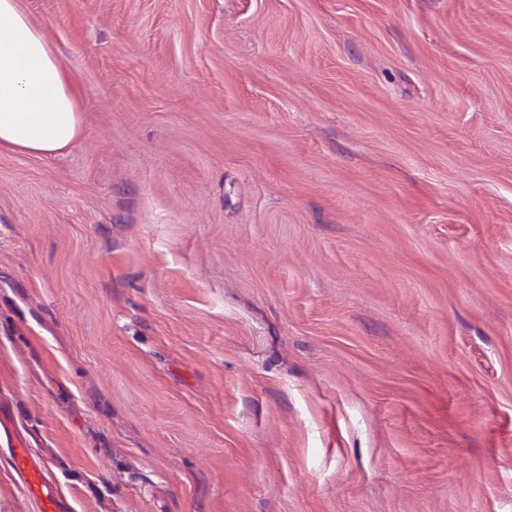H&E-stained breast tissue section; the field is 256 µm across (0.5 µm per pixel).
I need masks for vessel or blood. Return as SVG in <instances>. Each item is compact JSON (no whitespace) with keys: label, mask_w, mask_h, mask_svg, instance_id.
<instances>
[{"label":"vessel or blood","mask_w":512,"mask_h":512,"mask_svg":"<svg viewBox=\"0 0 512 512\" xmlns=\"http://www.w3.org/2000/svg\"><path fill=\"white\" fill-rule=\"evenodd\" d=\"M6 457L36 512H70L68 503L60 495L46 466L33 454L25 439L13 436L6 450Z\"/></svg>","instance_id":"obj_1"}]
</instances>
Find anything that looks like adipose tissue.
Listing matches in <instances>:
<instances>
[{"label":"adipose tissue","instance_id":"ef3b65f1","mask_svg":"<svg viewBox=\"0 0 512 512\" xmlns=\"http://www.w3.org/2000/svg\"><path fill=\"white\" fill-rule=\"evenodd\" d=\"M79 96L20 0H0V150L49 156L71 146Z\"/></svg>","mask_w":512,"mask_h":512}]
</instances>
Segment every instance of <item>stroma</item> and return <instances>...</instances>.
<instances>
[{
	"label": "stroma",
	"mask_w": 512,
	"mask_h": 512,
	"mask_svg": "<svg viewBox=\"0 0 512 512\" xmlns=\"http://www.w3.org/2000/svg\"><path fill=\"white\" fill-rule=\"evenodd\" d=\"M82 90L0 152V411L71 512H512V0H21Z\"/></svg>",
	"instance_id": "obj_1"
}]
</instances>
